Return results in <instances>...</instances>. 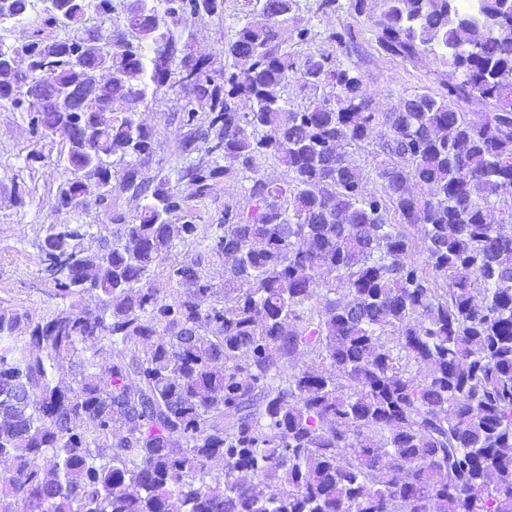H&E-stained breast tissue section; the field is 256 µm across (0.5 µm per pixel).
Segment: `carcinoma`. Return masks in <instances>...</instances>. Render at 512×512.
Segmentation results:
<instances>
[{"label": "carcinoma", "mask_w": 512, "mask_h": 512, "mask_svg": "<svg viewBox=\"0 0 512 512\" xmlns=\"http://www.w3.org/2000/svg\"><path fill=\"white\" fill-rule=\"evenodd\" d=\"M42 2L70 35L0 39V99L61 138L56 208L89 214L86 178L108 204L115 176L141 204L94 244L91 223L48 227L34 246L54 301L0 308V512H512V211L496 204L512 194V4L387 0L377 47L438 51L459 79L381 118L355 70L288 51L296 0H255L224 43L239 71L197 59L187 84L178 28L224 0H119L134 39L110 52L87 22L114 0ZM33 7L0 0V24ZM294 82L313 96L300 109ZM78 87L89 99L50 105ZM176 87L187 163L166 173L136 116ZM475 100L500 115L465 111ZM380 124L377 197L346 149ZM233 171L247 219L225 208L160 276L196 238L189 201ZM302 352L329 373L296 367Z\"/></svg>", "instance_id": "1"}]
</instances>
